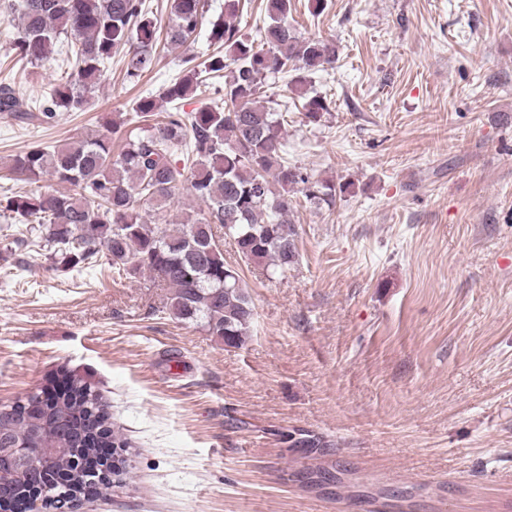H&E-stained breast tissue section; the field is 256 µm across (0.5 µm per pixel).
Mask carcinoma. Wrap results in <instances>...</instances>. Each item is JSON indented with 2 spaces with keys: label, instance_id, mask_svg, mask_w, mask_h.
Segmentation results:
<instances>
[{
  "label": "carcinoma",
  "instance_id": "carcinoma-1",
  "mask_svg": "<svg viewBox=\"0 0 512 512\" xmlns=\"http://www.w3.org/2000/svg\"><path fill=\"white\" fill-rule=\"evenodd\" d=\"M14 46L19 60L34 66L55 52L61 38L75 39L66 51L72 79L54 87L35 105L24 103L14 87L0 83V117L18 125L50 124L59 111L80 110L95 91L105 65L126 50V78L135 80L153 65L158 47L185 44L203 25L205 0H171L165 36L144 0H23ZM242 0H224V17L208 23V41L217 51L204 68L194 59L186 73L170 83L162 97L176 102L193 93L203 76L224 80L222 103L196 112H157L152 97L135 103L141 131L129 135L118 156L112 138L91 134L53 147L35 143L26 151L0 158V169L20 180L49 177L73 192L44 191L7 198L4 210L29 226L14 239L52 250L53 269L79 271L98 263L127 279L147 275L169 289L166 312L206 329L227 347L245 344L254 318L251 299L238 271L225 263L220 232L229 228L238 255L247 264L284 275L298 261L289 193L303 185L306 198L332 208L346 190L333 180L309 181L285 158L282 113L262 97L265 81L295 73L292 91L306 94L307 78L336 59V47L296 36L288 26L291 0H266L264 46L241 33ZM306 118L317 123L328 111L317 96L304 104ZM190 185L207 211L170 224L167 205ZM92 384L73 375L67 393L31 392L16 406H0V448L29 442L44 422H60L71 431L66 451L52 457L43 483L46 497L67 486L73 491L97 479L90 463L98 449L126 442ZM27 473L0 470V493L17 498L31 492Z\"/></svg>",
  "mask_w": 512,
  "mask_h": 512
}]
</instances>
